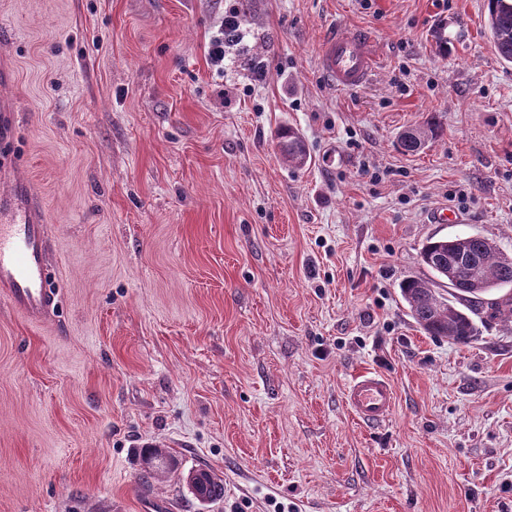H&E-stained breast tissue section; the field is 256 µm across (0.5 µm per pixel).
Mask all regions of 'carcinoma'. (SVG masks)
Here are the masks:
<instances>
[{"label": "carcinoma", "mask_w": 512, "mask_h": 512, "mask_svg": "<svg viewBox=\"0 0 512 512\" xmlns=\"http://www.w3.org/2000/svg\"><path fill=\"white\" fill-rule=\"evenodd\" d=\"M253 0H238L224 22V43L235 44L246 34L245 23L252 14ZM485 26L498 57L512 63V0H487ZM437 124L430 119L403 132L400 147L414 153L432 141ZM283 164L299 168L307 164L309 154L303 138L288 127L277 133ZM421 260L430 273L428 277H409L399 284L400 294L411 315L431 336L448 338L456 344H467L478 335L475 318L512 321V297L493 294L512 285V254L503 251L493 240L479 233L450 237H431L421 249ZM448 281L450 298L437 291ZM142 484L163 483L173 472L174 458L158 445L139 450ZM193 496L202 503L224 497V480L209 474L199 485H188Z\"/></svg>", "instance_id": "carcinoma-1"}]
</instances>
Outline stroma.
I'll return each instance as SVG.
<instances>
[{"label": "stroma", "instance_id": "1", "mask_svg": "<svg viewBox=\"0 0 512 512\" xmlns=\"http://www.w3.org/2000/svg\"><path fill=\"white\" fill-rule=\"evenodd\" d=\"M236 4L0 0L12 159L58 290L38 325L0 302V512H512V322L456 345L398 288L432 236L512 253V64L485 0H255L214 64ZM332 25L371 32L364 86L322 74ZM432 116L441 136L404 152ZM365 369L396 393L378 425L343 400ZM148 443L223 499L141 485ZM253 0H239L238 6L230 11L227 20L223 18L219 26L222 38L216 37L210 47V56L214 61L224 62V43L235 44L243 40L246 34L245 23L252 14ZM278 147L283 164L299 168L307 164L309 154L303 138L293 128H284L277 133ZM212 473L206 476L200 485L193 486L187 481L190 492L202 503H211L224 497V480Z\"/></svg>", "mask_w": 512, "mask_h": 512}]
</instances>
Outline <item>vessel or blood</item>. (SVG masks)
<instances>
[{
  "label": "vessel or blood",
  "instance_id": "obj_1",
  "mask_svg": "<svg viewBox=\"0 0 512 512\" xmlns=\"http://www.w3.org/2000/svg\"><path fill=\"white\" fill-rule=\"evenodd\" d=\"M320 69L337 89L365 84L377 63L367 32L329 33L318 52ZM15 134L9 104L0 105V173L11 180L0 189V299L30 323L42 322L56 304L48 255L50 241L43 207L34 187L12 177L6 160ZM344 403L359 420L380 424L395 407L390 381L375 371L352 379L344 391Z\"/></svg>",
  "mask_w": 512,
  "mask_h": 512
}]
</instances>
